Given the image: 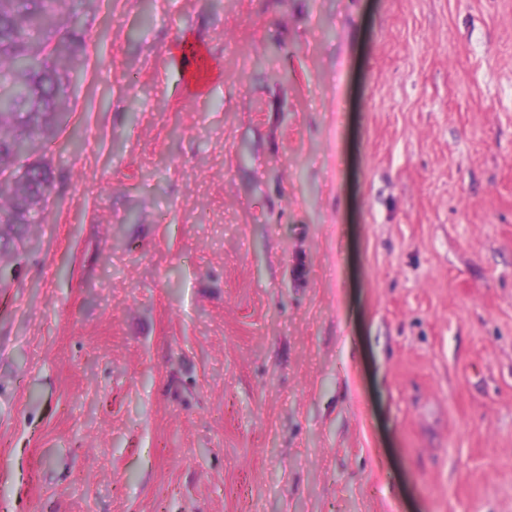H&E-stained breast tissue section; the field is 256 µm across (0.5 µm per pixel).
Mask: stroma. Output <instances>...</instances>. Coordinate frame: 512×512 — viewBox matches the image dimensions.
Returning a JSON list of instances; mask_svg holds the SVG:
<instances>
[{
	"instance_id": "obj_1",
	"label": "stroma",
	"mask_w": 512,
	"mask_h": 512,
	"mask_svg": "<svg viewBox=\"0 0 512 512\" xmlns=\"http://www.w3.org/2000/svg\"><path fill=\"white\" fill-rule=\"evenodd\" d=\"M83 11L0 512H512V0Z\"/></svg>"
}]
</instances>
